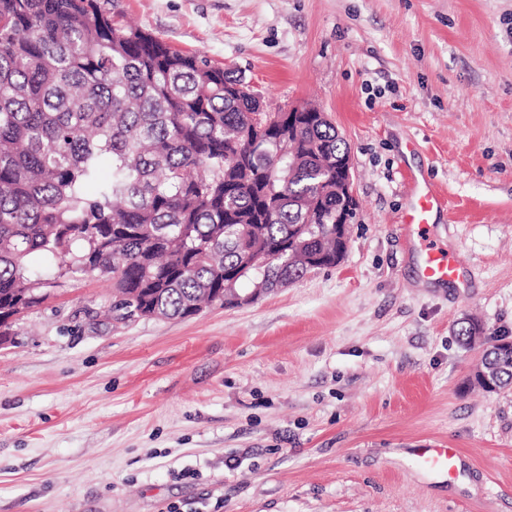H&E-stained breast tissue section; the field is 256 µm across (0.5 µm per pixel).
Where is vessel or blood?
Masks as SVG:
<instances>
[{
	"instance_id": "vessel-or-blood-1",
	"label": "vessel or blood",
	"mask_w": 512,
	"mask_h": 512,
	"mask_svg": "<svg viewBox=\"0 0 512 512\" xmlns=\"http://www.w3.org/2000/svg\"><path fill=\"white\" fill-rule=\"evenodd\" d=\"M444 205L442 198L431 185H413L402 222L408 231L424 238L419 276L422 283H448L460 285L466 281V266L457 253L437 247L427 241V229L433 213ZM420 465L454 471L457 454L450 448H420L416 451Z\"/></svg>"
}]
</instances>
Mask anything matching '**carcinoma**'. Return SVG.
Segmentation results:
<instances>
[{"label":"carcinoma","mask_w":512,"mask_h":512,"mask_svg":"<svg viewBox=\"0 0 512 512\" xmlns=\"http://www.w3.org/2000/svg\"><path fill=\"white\" fill-rule=\"evenodd\" d=\"M280 116L101 0H0V328L45 297L33 256L112 282L116 322L188 318L243 282L271 292L338 264L349 147L322 112L291 133ZM494 359L511 387L512 359Z\"/></svg>","instance_id":"carcinoma-1"}]
</instances>
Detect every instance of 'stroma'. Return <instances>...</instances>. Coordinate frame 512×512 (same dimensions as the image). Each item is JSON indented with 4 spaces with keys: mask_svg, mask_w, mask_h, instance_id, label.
I'll use <instances>...</instances> for the list:
<instances>
[{
    "mask_svg": "<svg viewBox=\"0 0 512 512\" xmlns=\"http://www.w3.org/2000/svg\"><path fill=\"white\" fill-rule=\"evenodd\" d=\"M313 104L350 147L347 251L240 307L113 322L57 276L0 345V512H512V387H469L457 323L512 341V0H109ZM438 186L466 288L418 284L401 222ZM453 448V474L415 449Z\"/></svg>",
    "mask_w": 512,
    "mask_h": 512,
    "instance_id": "1",
    "label": "stroma"
}]
</instances>
